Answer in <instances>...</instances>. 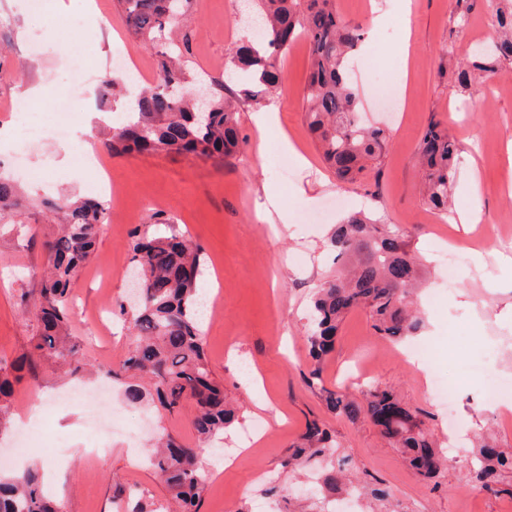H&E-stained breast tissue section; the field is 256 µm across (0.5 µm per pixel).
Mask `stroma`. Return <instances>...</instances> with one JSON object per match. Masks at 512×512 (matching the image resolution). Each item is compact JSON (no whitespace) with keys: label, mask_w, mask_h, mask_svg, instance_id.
<instances>
[{"label":"stroma","mask_w":512,"mask_h":512,"mask_svg":"<svg viewBox=\"0 0 512 512\" xmlns=\"http://www.w3.org/2000/svg\"><path fill=\"white\" fill-rule=\"evenodd\" d=\"M90 2V13L82 14L73 11L72 0H43L41 14L33 15L27 0H0V130L13 124L14 104L30 88L41 91L31 116L44 119L47 105L67 96L65 74L75 60L97 59L101 80L110 74L117 52L142 65L135 80H123L113 103L117 112L137 86L152 82L158 67L154 51L128 34L114 0ZM239 3L193 0L187 20L193 31L191 73L223 78L230 88L236 81L227 63L249 34L235 20ZM455 7L456 0H336L344 21L366 25L374 10L383 17L369 28L358 57H372L387 75L400 67L408 71L392 111L376 105V88L361 70L350 71L362 119L390 134L380 175L363 183L338 185L308 131L303 90L309 51L302 41L283 57L282 90L268 104L278 114L277 124L259 132L252 108H243L238 123L247 145L223 166L177 154L112 155L104 146L94 86L70 98L74 127L88 129L94 152L107 163L118 189L95 253L70 287L69 320L87 364L84 385H97L102 374L119 370L136 343L119 306L129 288L131 232L148 228L157 212L202 249L213 296V311L203 322L206 360L241 412L238 423L209 446L198 441L192 406L171 416L149 399L128 404L120 381L110 383L105 399L88 410L72 401L74 382L53 360L36 373L20 371L10 408L13 423L0 434V458L19 443L29 444L13 467L38 466L62 512H117L132 487L146 502L165 504L166 488L142 458L155 435L169 434L205 459L209 483L201 512H255L259 501L268 512H288L289 505L313 496L318 472L284 477L281 462L308 422L317 420L335 435L340 454L353 460L363 481L385 491L401 512H512V493L464 482L476 439L489 432L498 446L512 448V423L484 402L486 357H498L499 370L512 369V251L500 246L501 225H512V78L478 74L468 85L458 84L460 62L494 37V2L484 0L462 27L452 21ZM434 121L459 141L454 213L447 217L430 211L420 197L417 144ZM287 141L299 155L289 158L283 177L273 174L272 157L284 154ZM471 170L479 176L476 192L467 179ZM0 173L19 180L37 201H60L95 185L78 154L51 141L18 155L11 144H1ZM272 197L287 211V224L265 218ZM475 207L481 210L479 223H459V212ZM355 210L399 225L422 264L426 286L418 299L424 318L419 341L438 355L441 374L455 393V411L447 413L429 394V365H408L402 346L376 335L362 309L341 324L322 380L356 399L369 384L391 390L403 406L425 412L428 429L443 446L448 418L456 416L460 447L450 467L431 480L410 470L371 424L328 412L305 381L312 298L336 271L331 230ZM55 230L44 221L0 224V367L17 364L36 330L34 304L47 266L43 243ZM451 244L463 247L452 284L438 259ZM362 369L370 374L365 385L354 379ZM31 415L37 419L32 428L25 424ZM93 415L106 448L95 458L85 454ZM257 421L265 425L259 441L239 448L243 427ZM216 446L228 451L229 460L214 458ZM275 475L279 493L265 494Z\"/></svg>","instance_id":"1"}]
</instances>
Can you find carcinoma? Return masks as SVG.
I'll use <instances>...</instances> for the list:
<instances>
[{"label": "carcinoma", "instance_id": "1", "mask_svg": "<svg viewBox=\"0 0 512 512\" xmlns=\"http://www.w3.org/2000/svg\"><path fill=\"white\" fill-rule=\"evenodd\" d=\"M477 0H456L453 20L468 23ZM497 10L498 38L488 52L477 51L457 71L468 84L469 70H512V0ZM128 33L145 42L159 57L156 78L134 98L131 112L111 126L106 140L114 155L189 153L199 160L222 163L245 146L238 127L242 106L260 107L282 86L280 58L299 39L309 48V74L304 87L307 125L323 161L337 181H362L368 172L380 174L388 135L380 127L360 123L357 97L348 82L346 56L364 39L359 24L344 22L335 0H257L263 41L247 40L236 49L231 64L245 82L224 93V80L212 79L208 111H198L187 68L190 31L170 36L174 20L188 15L192 0H117ZM458 146L448 128L431 123L418 143L423 170V199L432 210L448 214L456 177ZM33 206L21 187L0 175V223L21 224ZM42 216H52L59 230L45 242L47 268L40 280L36 319L39 330L20 365L36 369L52 359L62 360L76 377L86 371L80 345L69 333L68 294L79 268L92 256L108 208L98 194H87L61 205L41 202ZM150 223L167 231L151 234L135 228L132 264L142 273L144 302L131 315L137 336L121 369L147 378L159 406L170 414L187 403L195 408L193 426L198 440L207 443L224 434L237 419L240 407L226 400L224 385L212 377L205 358L200 319L202 251L185 234L159 215ZM342 268L317 288L312 307L314 328L308 334L313 366L306 378L327 409L352 422L378 427L385 445L399 449L403 461L423 478H434L448 467V455L437 448L424 415L404 408L388 390L374 389L358 402L322 384L321 365L333 350L339 326L356 309H365L376 334L392 341L419 335L423 321L409 298L419 288L420 267L410 254L396 224H381L362 211L349 214L330 237ZM14 380L0 367V430L11 422L9 401ZM338 444L323 424L308 423L301 441L282 463L285 473L314 461L325 463L317 493L327 498L357 487L376 502L374 512H388L386 493L360 484L349 462L336 458ZM148 466L165 485L168 505L147 510L136 504L130 512H200L207 473L198 450L161 436L147 454ZM466 481L493 491L512 483V451L484 444L473 453ZM32 469L21 475L0 472V512H59Z\"/></svg>", "mask_w": 512, "mask_h": 512}]
</instances>
